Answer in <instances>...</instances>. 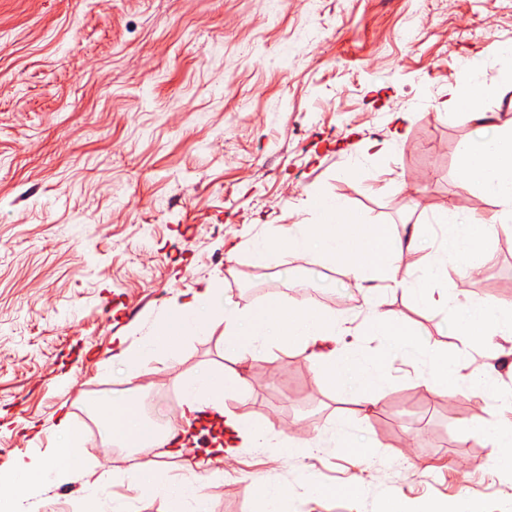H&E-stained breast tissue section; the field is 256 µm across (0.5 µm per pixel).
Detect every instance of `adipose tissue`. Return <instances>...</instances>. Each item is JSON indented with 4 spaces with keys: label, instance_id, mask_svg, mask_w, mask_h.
<instances>
[{
    "label": "adipose tissue",
    "instance_id": "adipose-tissue-1",
    "mask_svg": "<svg viewBox=\"0 0 512 512\" xmlns=\"http://www.w3.org/2000/svg\"><path fill=\"white\" fill-rule=\"evenodd\" d=\"M484 90L483 65L471 60L449 88L441 107L475 123L490 122V114L480 107ZM458 158L463 188L475 197L493 200L498 209L488 220H462L453 212L439 216L445 233L437 248L426 256L429 273H417L403 262L405 252L419 248L417 232H410L405 239L396 237L389 225L364 223L343 202L332 198L314 201L319 215L316 223L294 225L272 243L288 253L339 266L365 283L363 317L359 320L365 333L378 339L377 348L340 345V337L347 335L350 323L357 320L354 315L280 297L247 310L224 308L226 346L242 357L289 346L311 363L324 387L364 406L377 405L379 392L389 379V368L399 362L426 373L431 385L446 396L465 388L472 395L492 397L512 408V389L501 390L480 367L469 376L460 375L447 351L416 340L404 317L381 309L385 289L398 288L417 309L453 313L456 334L463 344H470L476 336L512 338L511 306L493 307L467 299L465 290L446 289L449 268L462 269L467 277L479 274L484 244L499 231L512 228V121L494 126L492 138L483 143H463ZM272 244L256 241L257 257H264ZM214 300L212 289L205 288L177 303L170 309V322L159 323L144 344L176 357L175 329L199 325L203 310ZM245 386V379L237 373L225 376L219 384L205 377L187 386L182 424H193L208 413L223 416V453L228 457L237 456L244 448L294 447L293 438L273 436L228 408L227 399ZM139 420V412L126 407L124 416L111 422L113 436L150 445H180V426L167 427L158 435L139 428ZM50 474V468L37 459L12 460L5 477L0 478V512H36L30 491L48 481Z\"/></svg>",
    "mask_w": 512,
    "mask_h": 512
}]
</instances>
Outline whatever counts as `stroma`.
<instances>
[{
  "mask_svg": "<svg viewBox=\"0 0 512 512\" xmlns=\"http://www.w3.org/2000/svg\"><path fill=\"white\" fill-rule=\"evenodd\" d=\"M508 42L512 0H0V467L51 462L64 413L81 430L113 399L168 417L166 354L148 355L136 377L107 363L118 337L154 330L168 300L209 286L241 310L262 292L298 300L307 284L322 308L357 309L361 284L332 265L276 248L253 257L255 236L315 222V197L399 237L418 225L427 246L446 210L491 219L496 205L461 189L457 160L492 130L438 105L460 60L480 57L482 110L512 119V87L496 82ZM369 140L380 156L365 157ZM463 283L476 301L512 305V234L491 238L481 274ZM382 309L471 372L452 320L417 312L399 290ZM178 358L187 380L243 373L230 407L263 430L311 440L343 422L375 447L368 460L244 449L206 465L210 512H255L249 479L288 487L291 512H385L394 497L412 512L462 498L512 512V473L468 431L512 418L500 402L444 396L410 368L391 372L369 415L288 347L238 359L218 315L181 336ZM84 456L91 476L120 475L111 492L129 512H173L167 494L137 495L129 458L90 441ZM31 500L39 512L92 508L72 479Z\"/></svg>",
  "mask_w": 512,
  "mask_h": 512,
  "instance_id": "obj_1",
  "label": "stroma"
}]
</instances>
